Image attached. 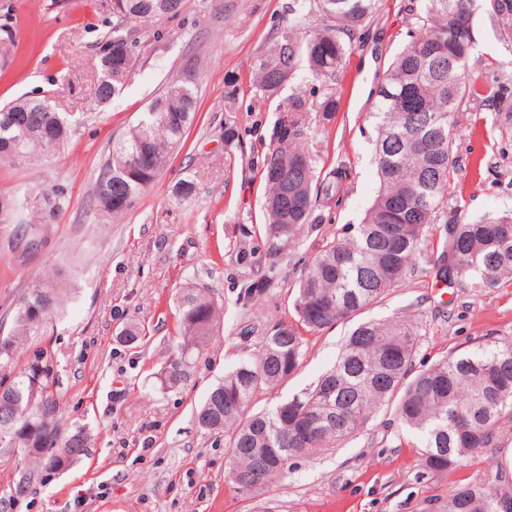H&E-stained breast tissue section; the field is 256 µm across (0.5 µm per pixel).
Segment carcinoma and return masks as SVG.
Returning <instances> with one entry per match:
<instances>
[{"label": "carcinoma", "instance_id": "1", "mask_svg": "<svg viewBox=\"0 0 512 512\" xmlns=\"http://www.w3.org/2000/svg\"><path fill=\"white\" fill-rule=\"evenodd\" d=\"M380 0H293V21L257 59L253 83L267 98L293 82L299 63L326 91L310 104L288 98L274 124L276 143L261 161L265 186L264 235L291 245L301 227L331 220L350 170L342 161L317 176L318 155L306 147L315 123L332 121L340 104L338 86L347 57L373 22ZM186 0H112V36L98 53L99 104L119 94L135 69L141 42L131 24L180 17ZM409 41L395 56L376 90L374 140L379 189L360 224H348L325 241L305 264L294 296L295 319L259 331V348L216 385L196 412L197 427L224 436L231 449L229 478L254 495L277 485L291 459L342 448L364 433L383 410L393 412L398 439L421 449L423 467L446 473L502 446L512 425V337L450 351L416 369L419 332L407 316L359 323L335 363L317 383L252 412L261 393L285 384L301 368L306 334L355 317L398 288H405L430 262L435 277L452 288L471 283L498 288L512 280V213H489L472 223L449 224L451 182L459 172L456 126L469 112L491 113V131L512 140V80L476 65L475 21L482 13L492 27L512 33V0H408ZM322 23L308 27L312 16ZM198 111L190 76L171 80L135 126L112 143L95 178L92 205L116 219L128 212L168 164ZM70 120L48 99H24L0 108V162L35 165L67 142ZM64 194L31 193L25 203L32 224H44ZM438 232L440 253L428 254ZM281 274L270 264L256 282L245 281L238 298L247 308ZM58 289L35 284L20 297L13 334L0 336V365L14 363L18 339L40 329L53 313ZM180 357L201 351L214 335L221 311L208 289L179 291ZM54 362L36 350L9 381L12 429L0 428V448L25 456L48 471L69 466L67 449L88 447L79 428L64 441L47 428L57 411ZM439 512H512V482L503 469H488L452 489Z\"/></svg>", "mask_w": 512, "mask_h": 512}]
</instances>
